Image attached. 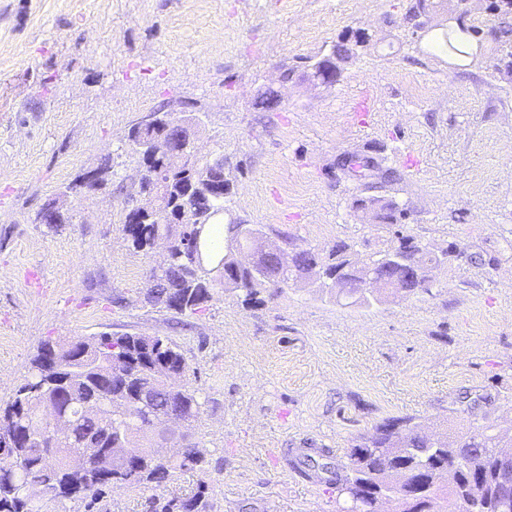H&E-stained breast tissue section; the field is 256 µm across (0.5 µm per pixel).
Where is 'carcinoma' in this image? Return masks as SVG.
<instances>
[{
	"label": "carcinoma",
	"mask_w": 512,
	"mask_h": 512,
	"mask_svg": "<svg viewBox=\"0 0 512 512\" xmlns=\"http://www.w3.org/2000/svg\"><path fill=\"white\" fill-rule=\"evenodd\" d=\"M430 0H408L404 19L412 24L417 13L427 11ZM501 15L493 32V50L512 57V11L507 4H496ZM279 105L277 92L267 89L258 94L255 107L273 112ZM179 127L170 120L162 126L141 129L134 126L129 140L176 138ZM216 170L215 187L207 197L190 192L197 174L194 167L171 172L164 157L141 156V167L159 177L171 208V215L186 205L196 208L202 229L209 228L216 216L225 211L224 198L228 181L224 179V158L203 161ZM404 210L393 200L379 207L380 224L397 223ZM172 225L159 224L145 216L128 220L124 231L133 249H150L153 239ZM253 227L231 221L224 225V239L237 243ZM350 245L338 242L326 252L315 249H292L288 266L280 254L271 253L264 263L261 277L241 271L233 255L224 251L219 241L199 235L194 250L179 245L172 248L166 266L152 272L144 300L161 303L183 314H195L213 298L216 280L228 292H240L247 303L258 302V295L268 289L281 292L292 283L305 279L303 273L315 268L329 279L336 278V268L347 263ZM419 264L432 260V253L418 248L413 236H395L389 246L373 253L377 275L385 284L402 290L406 298L419 292L407 279V272L396 264L384 268V261L400 252ZM64 351V345L46 340L31 361L29 376L14 395L0 406V421L13 424V441L0 452V512H39L27 489L48 485L62 489L66 497L101 495L114 485L120 474L125 485L156 489L166 486L187 470L201 468L205 457L195 441L194 423L201 403L186 385L190 367L178 348L160 336L102 334L81 339L69 351L66 368L51 375L43 359L51 349ZM175 371L178 378L168 384L162 378ZM61 392L50 400L54 416L62 426L56 428L57 463L43 455L38 441L43 424L37 417V400L48 391ZM175 416L183 428L179 438L185 452L159 463L151 448L165 438V419ZM449 451L435 449L432 436L414 418H387L375 425L373 432L362 436L347 451V463L335 468L327 462L329 452L322 449L306 454L299 461L309 471L327 474V482L351 502L347 512H374L377 494L395 498L399 512H512V488L503 495L497 491L500 471H512V437L500 434L485 420L471 423L466 431H452L441 436ZM95 449L79 470L69 466L68 457ZM119 448H133L134 455H117ZM213 504L205 488L186 496L172 497L152 512H212Z\"/></svg>",
	"instance_id": "cac0c4a2"
}]
</instances>
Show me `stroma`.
I'll return each mask as SVG.
<instances>
[{"label":"stroma","mask_w":512,"mask_h":512,"mask_svg":"<svg viewBox=\"0 0 512 512\" xmlns=\"http://www.w3.org/2000/svg\"><path fill=\"white\" fill-rule=\"evenodd\" d=\"M404 0H0V399L45 340L162 336L178 346L202 405V469L160 489L115 486L94 510L43 498L41 512H150L207 487L213 512H342L335 486L297 461L313 448L346 463L386 418L436 433L468 414L512 435V77L487 51L464 65L401 23ZM367 47L331 87L281 88V64ZM192 103L200 157H224L226 219L326 251L366 253L394 234L455 252L430 292L369 307L318 284L244 307L215 289L202 312L144 301L157 252L134 251L124 222L138 189L131 126ZM381 150L358 177L342 155ZM109 164L66 223L36 216L59 189ZM379 192L406 209L364 223Z\"/></svg>","instance_id":"stroma-1"}]
</instances>
